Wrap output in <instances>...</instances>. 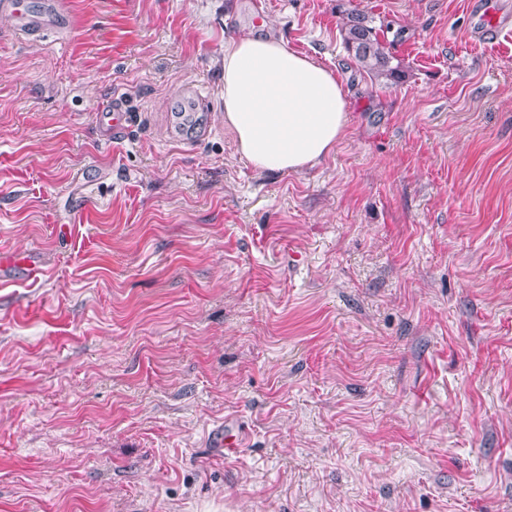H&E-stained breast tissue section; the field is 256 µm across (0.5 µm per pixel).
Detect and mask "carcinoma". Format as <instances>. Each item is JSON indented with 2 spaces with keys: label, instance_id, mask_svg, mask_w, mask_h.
<instances>
[{
  "label": "carcinoma",
  "instance_id": "obj_1",
  "mask_svg": "<svg viewBox=\"0 0 512 512\" xmlns=\"http://www.w3.org/2000/svg\"><path fill=\"white\" fill-rule=\"evenodd\" d=\"M341 34L345 49L367 74L392 83L406 78V72L400 66L392 65L393 56L368 16L355 11L346 13Z\"/></svg>",
  "mask_w": 512,
  "mask_h": 512
}]
</instances>
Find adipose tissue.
Listing matches in <instances>:
<instances>
[{
  "label": "adipose tissue",
  "instance_id": "ef3b65f1",
  "mask_svg": "<svg viewBox=\"0 0 512 512\" xmlns=\"http://www.w3.org/2000/svg\"><path fill=\"white\" fill-rule=\"evenodd\" d=\"M224 124L260 172H302L342 140L348 103L334 70L271 33L224 42Z\"/></svg>",
  "mask_w": 512,
  "mask_h": 512
}]
</instances>
